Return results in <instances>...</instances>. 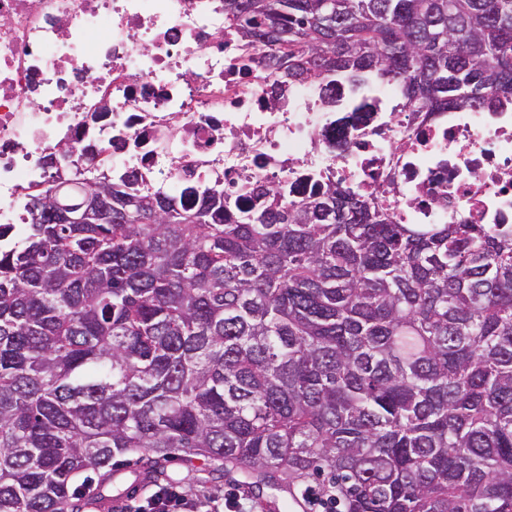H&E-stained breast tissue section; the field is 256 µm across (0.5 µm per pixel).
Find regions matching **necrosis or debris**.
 <instances>
[{
    "mask_svg": "<svg viewBox=\"0 0 512 512\" xmlns=\"http://www.w3.org/2000/svg\"><path fill=\"white\" fill-rule=\"evenodd\" d=\"M244 59L223 0H0V224L67 145L84 168L179 198L307 177L378 198L403 224H512V111L404 109L398 84L277 88Z\"/></svg>",
    "mask_w": 512,
    "mask_h": 512,
    "instance_id": "4bbe7bcc",
    "label": "necrosis or debris"
}]
</instances>
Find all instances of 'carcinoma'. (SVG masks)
Wrapping results in <instances>:
<instances>
[{"label":"carcinoma","mask_w":512,"mask_h":512,"mask_svg":"<svg viewBox=\"0 0 512 512\" xmlns=\"http://www.w3.org/2000/svg\"><path fill=\"white\" fill-rule=\"evenodd\" d=\"M283 83L400 85L411 112L512 106V0H224ZM57 184L59 199H82ZM71 224H0V512L176 454L325 512H512V226L399 224L311 180L196 206L125 177Z\"/></svg>","instance_id":"cac0c4a2"}]
</instances>
